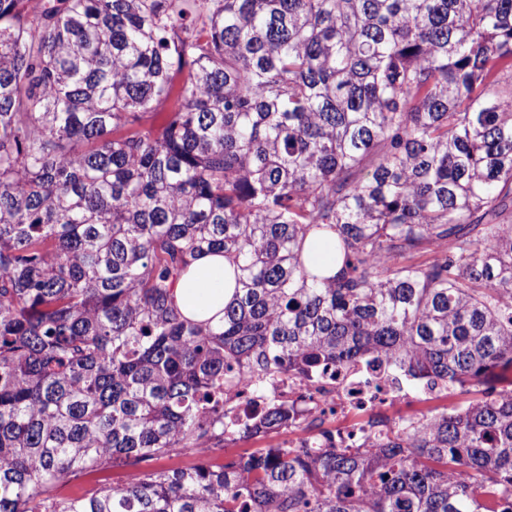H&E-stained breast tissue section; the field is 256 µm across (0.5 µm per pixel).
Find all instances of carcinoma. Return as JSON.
I'll return each instance as SVG.
<instances>
[{"instance_id": "carcinoma-1", "label": "carcinoma", "mask_w": 512, "mask_h": 512, "mask_svg": "<svg viewBox=\"0 0 512 512\" xmlns=\"http://www.w3.org/2000/svg\"><path fill=\"white\" fill-rule=\"evenodd\" d=\"M203 250L240 271L217 328L172 298ZM379 357L466 404L141 467ZM0 512H512V0H0ZM315 236H309L304 243V256L309 270L318 275L330 276L336 273V249L331 243L313 246ZM263 396L248 380H240L224 394V403L232 406L241 421H251L263 408ZM125 472L121 469H112L109 472L93 473L86 476L81 480L74 481L72 484L65 487L63 493L67 496H73L75 494H83L93 489L99 479L106 478L108 482L112 484L114 482H121L125 479Z\"/></svg>"}]
</instances>
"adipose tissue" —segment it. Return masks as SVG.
Masks as SVG:
<instances>
[{
    "instance_id": "ef3b65f1",
    "label": "adipose tissue",
    "mask_w": 512,
    "mask_h": 512,
    "mask_svg": "<svg viewBox=\"0 0 512 512\" xmlns=\"http://www.w3.org/2000/svg\"><path fill=\"white\" fill-rule=\"evenodd\" d=\"M235 294L233 263L223 254L202 252L177 279L174 299L184 316L216 327Z\"/></svg>"
}]
</instances>
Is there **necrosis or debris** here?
<instances>
[{
    "mask_svg": "<svg viewBox=\"0 0 512 512\" xmlns=\"http://www.w3.org/2000/svg\"><path fill=\"white\" fill-rule=\"evenodd\" d=\"M275 387L282 397L306 407L318 425L335 424L353 441L369 422L385 431L394 430L395 409L412 406L415 401L407 383L385 363L338 368L332 381H311L284 373Z\"/></svg>",
    "mask_w": 512,
    "mask_h": 512,
    "instance_id": "obj_1",
    "label": "necrosis or debris"
}]
</instances>
